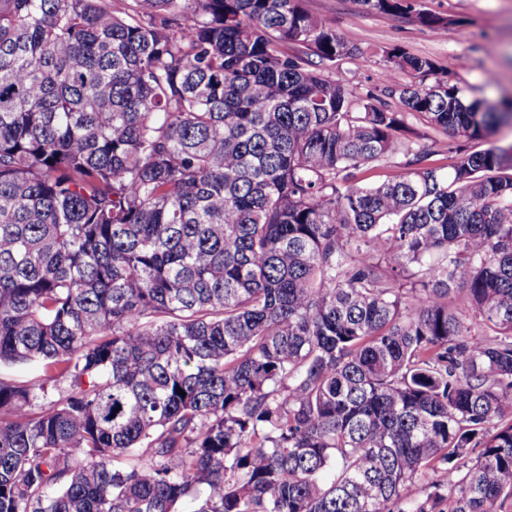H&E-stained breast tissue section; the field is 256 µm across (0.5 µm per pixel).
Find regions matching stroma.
I'll return each instance as SVG.
<instances>
[{"instance_id": "stroma-1", "label": "stroma", "mask_w": 512, "mask_h": 512, "mask_svg": "<svg viewBox=\"0 0 512 512\" xmlns=\"http://www.w3.org/2000/svg\"><path fill=\"white\" fill-rule=\"evenodd\" d=\"M414 10L447 19L436 33L407 17L360 12L355 0H302L346 41L361 48L360 61H339L325 75L358 91L380 87L383 52L400 46L434 61L469 97L496 105L512 99V0H411Z\"/></svg>"}]
</instances>
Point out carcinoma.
<instances>
[{"mask_svg": "<svg viewBox=\"0 0 512 512\" xmlns=\"http://www.w3.org/2000/svg\"><path fill=\"white\" fill-rule=\"evenodd\" d=\"M362 55L300 0H0V512L512 501V145L404 136L512 103ZM407 124L410 128H412L415 132H427L432 140L428 141V144L432 145V150H434V154L429 159V163L435 167H445L451 163V158L453 154L448 153V145L453 146L454 148L459 145L466 144L461 139H452L447 135L434 131L430 128L425 127L424 122L422 120H417L414 117H410L407 121ZM395 165L383 164L380 166L369 165L363 167L358 176L360 184L375 186L387 182L400 172V169L396 168Z\"/></svg>", "mask_w": 512, "mask_h": 512, "instance_id": "cac0c4a2", "label": "carcinoma"}]
</instances>
